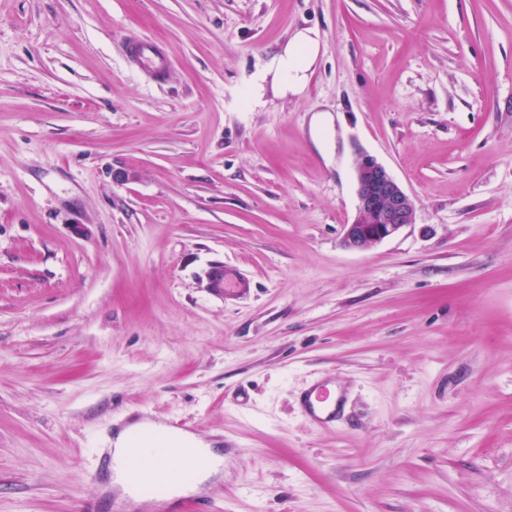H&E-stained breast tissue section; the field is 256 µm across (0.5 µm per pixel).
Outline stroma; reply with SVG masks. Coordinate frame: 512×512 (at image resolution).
<instances>
[{
    "mask_svg": "<svg viewBox=\"0 0 512 512\" xmlns=\"http://www.w3.org/2000/svg\"><path fill=\"white\" fill-rule=\"evenodd\" d=\"M359 147L416 210L364 252ZM135 409L223 436L226 512H512V0H0V512H79ZM319 57V34L316 29L296 31L283 50L273 58L262 81L271 75L275 95H300L306 88L310 73ZM127 59L152 82L158 81L168 58V50L151 40H144L137 35L129 34L125 38ZM222 266H224V265L212 267L208 271V273H207V288H212L213 291H215L216 293H220V294H227V292L230 291V289H232L233 292H238V293L246 292L247 289L249 288L248 284L245 281L238 280V279H236L235 281H230L228 270ZM220 267H222V268H220ZM218 268H220V269H218ZM213 270H216L214 272V278H215L217 285L220 288H215V284H214L212 276H211V272ZM336 385L331 378L319 377L301 396L305 417L314 425L323 427L336 424L344 411L345 399L340 393L336 399Z\"/></svg>",
    "mask_w": 512,
    "mask_h": 512,
    "instance_id": "obj_1",
    "label": "stroma"
}]
</instances>
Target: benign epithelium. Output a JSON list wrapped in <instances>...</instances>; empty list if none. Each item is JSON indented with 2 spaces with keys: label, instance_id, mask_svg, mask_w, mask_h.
<instances>
[{
  "label": "benign epithelium",
  "instance_id": "1",
  "mask_svg": "<svg viewBox=\"0 0 512 512\" xmlns=\"http://www.w3.org/2000/svg\"><path fill=\"white\" fill-rule=\"evenodd\" d=\"M356 207L344 225V245L365 251L414 223L411 197L390 170L359 149L354 167Z\"/></svg>",
  "mask_w": 512,
  "mask_h": 512
}]
</instances>
